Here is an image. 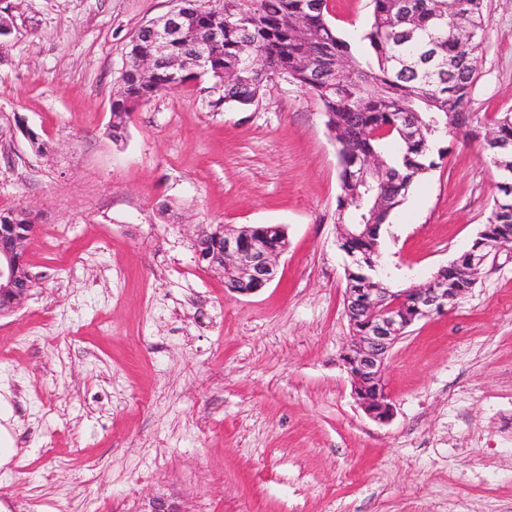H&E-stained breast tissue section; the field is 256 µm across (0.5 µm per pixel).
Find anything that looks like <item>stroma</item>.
<instances>
[{
	"label": "stroma",
	"mask_w": 512,
	"mask_h": 512,
	"mask_svg": "<svg viewBox=\"0 0 512 512\" xmlns=\"http://www.w3.org/2000/svg\"><path fill=\"white\" fill-rule=\"evenodd\" d=\"M175 0H0V211L36 230L34 287L0 318V399L16 453L7 512H512V245L471 292L390 351L393 415L370 418L342 355L351 334L337 241L340 166L319 100L281 79L244 110L206 81L138 104L108 130L129 43ZM359 36L371 0H330ZM489 25L469 110L475 136L391 215L399 286L477 239L496 169L484 118L512 112V0ZM37 142H30L29 133ZM198 224H280L277 275L242 296L195 262ZM139 512H186V510L174 494H151L146 498Z\"/></svg>",
	"instance_id": "stroma-1"
}]
</instances>
